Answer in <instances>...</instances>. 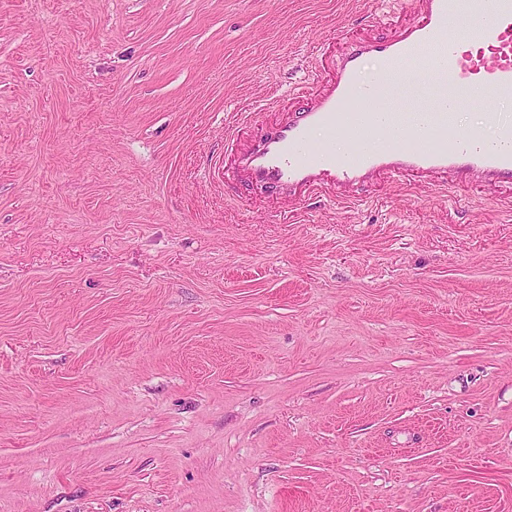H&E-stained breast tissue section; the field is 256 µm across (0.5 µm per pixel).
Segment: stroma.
<instances>
[{
    "label": "stroma",
    "mask_w": 512,
    "mask_h": 512,
    "mask_svg": "<svg viewBox=\"0 0 512 512\" xmlns=\"http://www.w3.org/2000/svg\"><path fill=\"white\" fill-rule=\"evenodd\" d=\"M386 0H0V512H512V186L235 171Z\"/></svg>",
    "instance_id": "stroma-1"
}]
</instances>
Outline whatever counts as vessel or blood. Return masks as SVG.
<instances>
[{"instance_id":"obj_1","label":"vessel or blood","mask_w":512,"mask_h":512,"mask_svg":"<svg viewBox=\"0 0 512 512\" xmlns=\"http://www.w3.org/2000/svg\"><path fill=\"white\" fill-rule=\"evenodd\" d=\"M416 20L394 38L347 40L329 84L319 87L315 103L263 135L241 157L251 179L270 192L298 187L355 185L384 173L438 175L440 182L462 175L485 182L512 183V119L487 118L497 143L483 146L474 133L457 127L447 105L409 123L398 91L402 83L442 87L446 91L482 84L492 97L512 95V0H415ZM462 17L476 52H463L458 41L442 38L446 21ZM436 45L432 63L420 70H393L395 62L416 57ZM375 60L387 71L378 83L361 89L360 74ZM322 145L310 142L314 130ZM352 148L336 155L337 136Z\"/></svg>"}]
</instances>
